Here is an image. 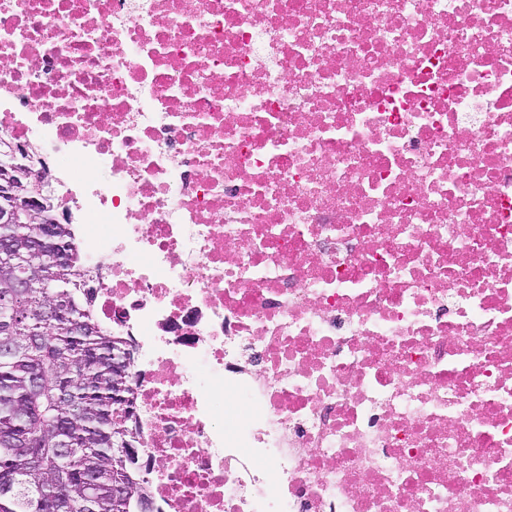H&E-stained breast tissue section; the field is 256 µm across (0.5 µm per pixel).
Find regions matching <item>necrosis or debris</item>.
<instances>
[{
  "mask_svg": "<svg viewBox=\"0 0 512 512\" xmlns=\"http://www.w3.org/2000/svg\"><path fill=\"white\" fill-rule=\"evenodd\" d=\"M1 132L157 512H512V0H0ZM122 345H118L114 352L115 364L118 366L123 374L127 375L125 380L126 386L134 388L137 381V372L135 371V341L131 336L117 337ZM118 413L121 415L120 422L126 425V435L128 437L125 438L126 446L136 447L134 441L138 439L140 428L136 416L135 403L127 401L121 404V410Z\"/></svg>",
  "mask_w": 512,
  "mask_h": 512,
  "instance_id": "obj_1",
  "label": "necrosis or debris"
}]
</instances>
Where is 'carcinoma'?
Segmentation results:
<instances>
[{"mask_svg":"<svg viewBox=\"0 0 512 512\" xmlns=\"http://www.w3.org/2000/svg\"><path fill=\"white\" fill-rule=\"evenodd\" d=\"M2 237L0 512H136L112 495L124 478L114 336L94 318L72 229L1 224ZM51 306L64 315L44 318Z\"/></svg>","mask_w":512,"mask_h":512,"instance_id":"obj_1","label":"carcinoma"}]
</instances>
